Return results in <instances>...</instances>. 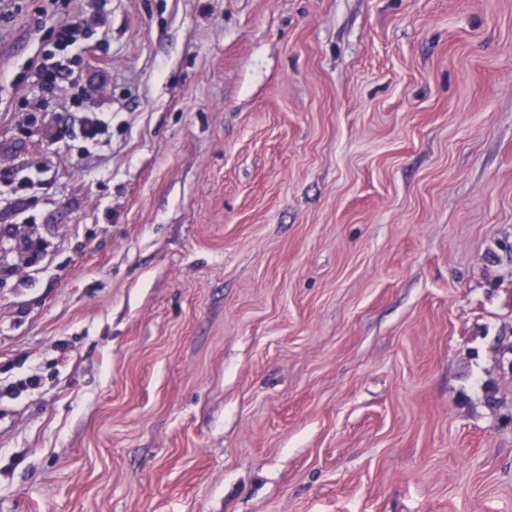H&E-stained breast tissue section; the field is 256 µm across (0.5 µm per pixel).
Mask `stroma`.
<instances>
[{
    "instance_id": "obj_1",
    "label": "stroma",
    "mask_w": 512,
    "mask_h": 512,
    "mask_svg": "<svg viewBox=\"0 0 512 512\" xmlns=\"http://www.w3.org/2000/svg\"><path fill=\"white\" fill-rule=\"evenodd\" d=\"M79 7L0 25V512H512V0H104L30 123ZM79 41L77 22H69L55 30L53 50L45 54V61L36 65L35 71L42 89L54 91L71 73L72 60L66 54L68 48Z\"/></svg>"
}]
</instances>
